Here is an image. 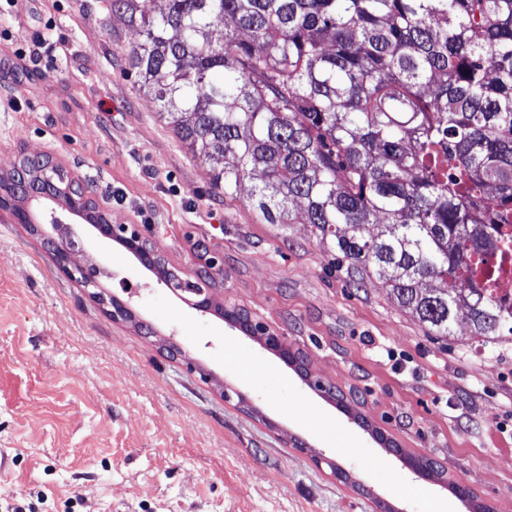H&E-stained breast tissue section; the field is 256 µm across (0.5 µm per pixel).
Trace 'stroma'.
<instances>
[{"instance_id": "stroma-1", "label": "stroma", "mask_w": 512, "mask_h": 512, "mask_svg": "<svg viewBox=\"0 0 512 512\" xmlns=\"http://www.w3.org/2000/svg\"><path fill=\"white\" fill-rule=\"evenodd\" d=\"M138 39L107 0H0V175L49 159L182 278L209 266L214 302L287 337L309 376L60 210L136 317L112 321L2 212L0 512H467L452 481L512 512V343L434 335L309 225L216 194L126 70ZM388 439L444 478L416 479Z\"/></svg>"}]
</instances>
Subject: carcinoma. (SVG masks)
I'll use <instances>...</instances> for the list:
<instances>
[{
	"label": "carcinoma",
	"mask_w": 512,
	"mask_h": 512,
	"mask_svg": "<svg viewBox=\"0 0 512 512\" xmlns=\"http://www.w3.org/2000/svg\"><path fill=\"white\" fill-rule=\"evenodd\" d=\"M110 0L127 64L224 197L308 224L436 336H512L473 256L512 241V0ZM224 23V37L214 36ZM24 159L22 203L72 184Z\"/></svg>",
	"instance_id": "obj_1"
}]
</instances>
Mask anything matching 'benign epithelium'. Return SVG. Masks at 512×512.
<instances>
[{
    "label": "benign epithelium",
    "mask_w": 512,
    "mask_h": 512,
    "mask_svg": "<svg viewBox=\"0 0 512 512\" xmlns=\"http://www.w3.org/2000/svg\"><path fill=\"white\" fill-rule=\"evenodd\" d=\"M0 209L11 211L17 223L29 225L33 233L43 236L51 244V255L56 266L83 287L104 314L114 321L132 320L134 314L127 305L102 287L101 279L111 277L112 272L102 266H87L78 261L77 252L81 251V248L73 225L64 223L53 211L50 212L48 223H32L28 211L15 206L11 193L6 189L0 191ZM92 228L101 238L118 239L130 253L151 260L158 279L171 291L185 295V300L194 309L205 313L213 310L214 301L210 297L209 289L186 281L172 272L164 274L162 269L165 263L147 248L146 242L137 230L126 224H114L104 214L93 220ZM255 333L264 336L265 348L277 352L285 361L291 358L286 337L269 331L262 324L257 325Z\"/></svg>",
    "instance_id": "benign-epithelium-1"
}]
</instances>
